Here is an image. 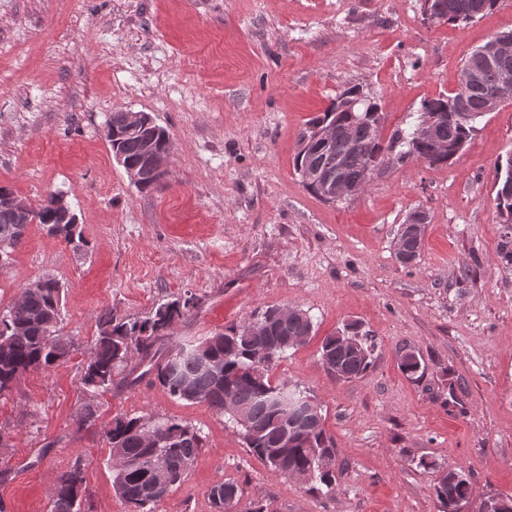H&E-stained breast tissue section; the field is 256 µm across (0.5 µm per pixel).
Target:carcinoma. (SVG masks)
Returning <instances> with one entry per match:
<instances>
[{"label": "carcinoma", "mask_w": 512, "mask_h": 512, "mask_svg": "<svg viewBox=\"0 0 512 512\" xmlns=\"http://www.w3.org/2000/svg\"><path fill=\"white\" fill-rule=\"evenodd\" d=\"M500 0H432L436 20L451 23L468 22L497 7ZM465 64L473 66L480 81L473 90L453 91L422 102L424 112H446L448 121L437 129V137L448 144L447 153L437 156L428 143L413 141L412 134L396 131L388 143L381 138L382 113L379 104L354 86L336 96L321 115L310 119L301 132L298 145L304 150L294 157L295 169L322 161L325 156L345 158L343 176L358 177L365 171L364 158L381 165L398 144L408 145L403 156H413L430 165L450 163L458 157L475 134L476 122L461 123L459 112L484 116L487 109L486 91L498 82L502 65L489 64L474 50ZM348 100L357 102L354 111L342 109ZM337 123L347 131L336 136L329 146L312 141V130L323 124ZM130 113L114 112L105 127L119 134L110 143L111 149L123 155L126 165L145 168L144 145L153 143L157 153L168 152V133L155 124L130 130ZM358 141L364 148L361 157L348 155L350 144ZM512 159L501 173L496 193V209L504 223H512ZM37 224L47 234L63 239L73 249L85 246L79 224H63L56 206V194L51 193L30 207L26 213L0 206V247L8 255L22 242L28 226ZM21 298L0 311V394L12 389L23 373L46 368L65 357L72 339L57 329L62 306V289L58 280L51 279L37 288L23 287ZM194 308L192 298L173 300L155 306L142 318H117L112 311H103L97 319V335L91 357L83 369L82 383L103 392L112 387L113 377L124 371L128 356L136 354L147 369L141 376H154L168 395L191 403H205L214 411L224 413V398L232 396L234 404L248 411V422H236L249 452L263 460L274 472L291 478H305L309 490L330 495L335 490L336 477L332 469L321 466V459L335 457L332 437L324 423L303 425L297 441L289 448L278 447L287 412L271 404L275 392L288 383H273L271 372L285 354L280 346L293 337L305 345L314 333V324L300 310L280 318V309L267 308L250 315L243 323L233 325L202 341L176 346L165 353L156 349L167 336L175 320L188 315ZM215 361L220 370L202 368V358ZM321 361L327 371L338 366L343 379L356 378L372 365V359L359 356L345 347L336 336H328L321 346ZM144 417L117 416L106 437L112 457L113 488L134 512H155V506L176 487L187 474L201 452L203 437L199 430L175 419L154 422L152 430L142 426ZM161 455L169 457L168 484L151 492L155 479L154 461ZM83 485L82 468L75 464L55 477L50 488V512H80ZM441 512H455L458 500L470 494L468 481H457L447 471L434 485ZM243 488L231 481L216 484L209 490L214 512H227L242 500Z\"/></svg>", "instance_id": "obj_1"}]
</instances>
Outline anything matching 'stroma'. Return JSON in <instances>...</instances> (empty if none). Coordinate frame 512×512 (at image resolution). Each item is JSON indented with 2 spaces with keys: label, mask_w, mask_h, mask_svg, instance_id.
<instances>
[{
  "label": "stroma",
  "mask_w": 512,
  "mask_h": 512,
  "mask_svg": "<svg viewBox=\"0 0 512 512\" xmlns=\"http://www.w3.org/2000/svg\"><path fill=\"white\" fill-rule=\"evenodd\" d=\"M512 29V0L468 23L425 20L423 0H0V186L29 205L65 192L86 245L30 225L0 270V310L50 275L65 293L67 358L0 394V512H48L54 478L84 466L82 512H133L112 487V418L177 419L204 448L155 512H213L210 488L241 485L266 512H439L443 469L475 498L512 496V226L496 211L512 155V103L486 113L453 163L392 152L365 192L328 203L294 156L306 122L359 86L382 137L410 130L424 100L453 92L464 60ZM165 128L168 175L142 189L104 134L113 112ZM427 223L411 265L395 255L411 211ZM193 298L162 344L198 342L258 309L298 307L315 333L273 382L303 388L336 444V489L317 495L251 454L236 425L164 393L130 359L106 392L83 367L102 310L141 318ZM357 322L368 371L341 381L321 344ZM419 356L405 374L402 350ZM96 406L93 426L80 409Z\"/></svg>",
  "instance_id": "stroma-1"
}]
</instances>
